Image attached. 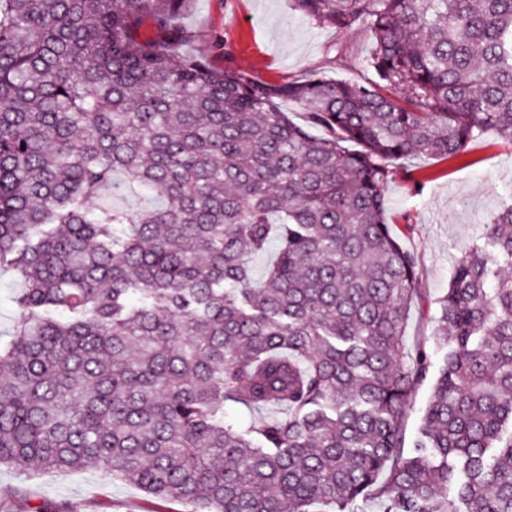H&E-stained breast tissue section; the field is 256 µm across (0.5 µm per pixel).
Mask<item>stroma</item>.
<instances>
[{
	"mask_svg": "<svg viewBox=\"0 0 512 512\" xmlns=\"http://www.w3.org/2000/svg\"><path fill=\"white\" fill-rule=\"evenodd\" d=\"M179 54L205 58L276 83L308 71L342 81L367 77L371 37L364 26L339 32L315 24L289 0H189L172 22ZM388 220L419 259V288L406 320L405 353L431 336L438 301L457 260L485 232L493 214L512 205V144L489 136L462 155L420 157L395 166L386 188ZM0 489L14 492L19 512L42 501L68 503L71 512H187L185 504L147 495L90 468L63 475L0 467Z\"/></svg>",
	"mask_w": 512,
	"mask_h": 512,
	"instance_id": "1",
	"label": "stroma"
}]
</instances>
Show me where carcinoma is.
<instances>
[{
    "label": "carcinoma",
    "instance_id": "obj_1",
    "mask_svg": "<svg viewBox=\"0 0 512 512\" xmlns=\"http://www.w3.org/2000/svg\"><path fill=\"white\" fill-rule=\"evenodd\" d=\"M186 2L0 0V271L23 283L0 466H95L191 512H512V206L439 300L406 453L432 362L405 360L418 257L385 200L395 162L512 143V0H290L368 28L362 83L138 40ZM117 172L163 204H93ZM428 347L432 355V371L435 373L429 376V378L420 385L413 394L411 409L404 423L405 447L407 451H410L414 447V443L418 438L421 417L430 397L434 376L437 369L442 364L446 353V349L435 348L432 341L428 344Z\"/></svg>",
    "mask_w": 512,
    "mask_h": 512
}]
</instances>
